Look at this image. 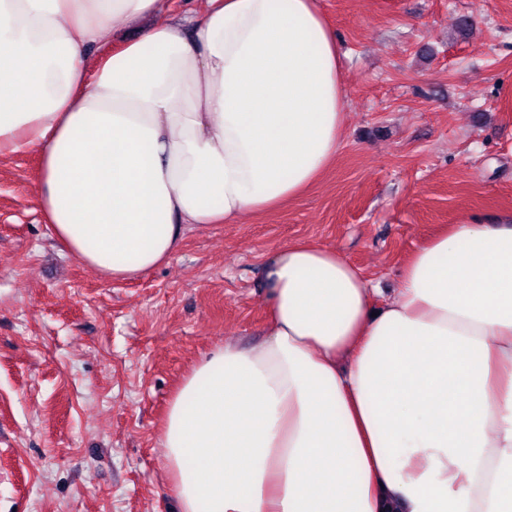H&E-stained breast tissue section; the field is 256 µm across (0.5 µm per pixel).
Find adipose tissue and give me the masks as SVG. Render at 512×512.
<instances>
[{
	"label": "adipose tissue",
	"instance_id": "1",
	"mask_svg": "<svg viewBox=\"0 0 512 512\" xmlns=\"http://www.w3.org/2000/svg\"><path fill=\"white\" fill-rule=\"evenodd\" d=\"M346 100L319 0H206L187 30L162 0H0V158L37 154L52 237L110 281L299 199ZM267 270L264 339L168 403L181 512H512L511 212L427 240L379 310L337 250L293 241Z\"/></svg>",
	"mask_w": 512,
	"mask_h": 512
}]
</instances>
